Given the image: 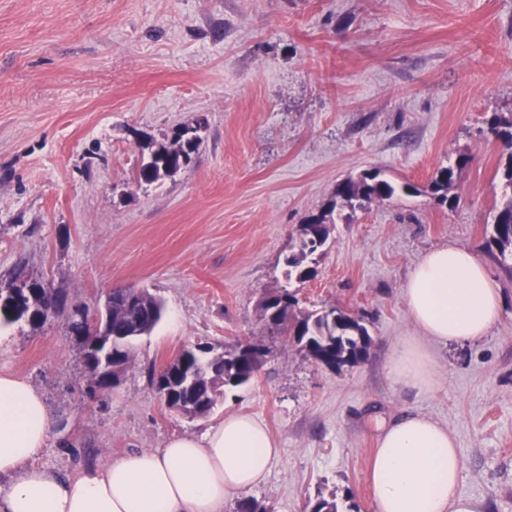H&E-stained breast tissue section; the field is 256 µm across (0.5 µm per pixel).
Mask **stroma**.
Here are the masks:
<instances>
[{"label":"stroma","instance_id":"1","mask_svg":"<svg viewBox=\"0 0 512 512\" xmlns=\"http://www.w3.org/2000/svg\"><path fill=\"white\" fill-rule=\"evenodd\" d=\"M510 112L512 0H0V281L23 262L72 308L128 287L165 306L100 396L65 317L0 327V371L54 418L36 465L70 474L245 413L282 448L248 492L267 512L319 497L372 512L376 422L419 412L454 435L461 494L512 512V274L486 247L506 159L487 124ZM183 124L200 128L190 165L133 183ZM448 166L453 208L429 189ZM367 171L397 193L336 210L315 277L288 278L300 225ZM444 244L486 265L502 317L481 341L435 348L434 391L398 393L387 362L416 334L401 287ZM281 288L359 319L365 359L334 371L269 343L259 303ZM239 341L270 352L206 417L148 385L186 346Z\"/></svg>","mask_w":512,"mask_h":512}]
</instances>
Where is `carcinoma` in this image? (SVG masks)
<instances>
[{
    "instance_id": "1",
    "label": "carcinoma",
    "mask_w": 512,
    "mask_h": 512,
    "mask_svg": "<svg viewBox=\"0 0 512 512\" xmlns=\"http://www.w3.org/2000/svg\"><path fill=\"white\" fill-rule=\"evenodd\" d=\"M489 132L502 142L507 157L502 169V201L494 211L488 246L496 248L500 264L512 270V113L507 117L494 115L489 121ZM199 145L200 137L195 133L182 136L174 133L173 142L159 144L151 150L150 159L141 165L137 173V182L153 184L173 175L190 163ZM453 176L454 169L448 166L440 169L431 181V191L442 203L452 205L457 202L456 197L448 196ZM395 193L396 187L376 172H366L356 180L342 182L324 211L310 216L300 225L297 252L288 257V276L300 282L316 276L314 255L324 251L329 241L331 228L328 216L337 208L363 207L389 199ZM66 304L64 295L30 277L25 266L20 264L14 268L7 286L0 287V326L22 321L41 326L57 316ZM297 305L295 294L285 288L263 295L261 318L272 339L296 346L313 360L336 368L355 364L366 357L371 337L358 319L339 307L296 314L294 309ZM163 312L162 302L147 290H141L137 304L133 306L127 304L121 290L112 292V332L129 337L132 343L150 334L161 321ZM90 318L89 308H76L67 322L70 334L81 346L91 341ZM252 347V342H239L224 348L223 378L220 380L204 371L213 346L197 344L186 347L176 355L167 370L150 371V386L160 395L168 388L180 386L187 374H193L184 393L201 404L199 414L207 415L223 398V395L216 394L217 388L232 391L251 383L258 375L264 355L251 353Z\"/></svg>"
}]
</instances>
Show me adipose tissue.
<instances>
[{"label":"adipose tissue","mask_w":512,"mask_h":512,"mask_svg":"<svg viewBox=\"0 0 512 512\" xmlns=\"http://www.w3.org/2000/svg\"><path fill=\"white\" fill-rule=\"evenodd\" d=\"M417 336L401 340L387 365L398 391L437 385L433 346L484 339L502 316L501 292L467 247L424 253L401 290ZM43 395L0 372V476L9 477L0 512H224L226 499L252 489L281 450L265 427L231 414L201 435H179L156 450H134L74 474L34 465L53 430ZM370 481L373 512H475L459 491L454 436L420 413L380 420Z\"/></svg>","instance_id":"adipose-tissue-1"}]
</instances>
